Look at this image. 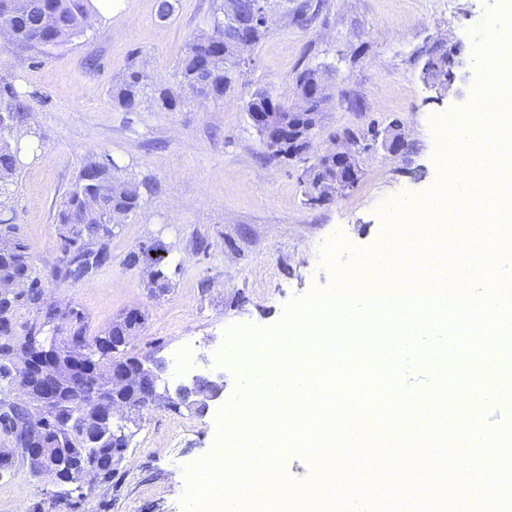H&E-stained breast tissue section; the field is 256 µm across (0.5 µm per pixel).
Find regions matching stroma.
Segmentation results:
<instances>
[{"instance_id":"1","label":"stroma","mask_w":512,"mask_h":512,"mask_svg":"<svg viewBox=\"0 0 512 512\" xmlns=\"http://www.w3.org/2000/svg\"><path fill=\"white\" fill-rule=\"evenodd\" d=\"M501 0H275L265 36L245 54L242 75L218 104L187 100L173 112L143 103L125 112L112 87L131 64L168 82L186 43L201 30L215 0H177L173 15H156L157 0H120L110 19L48 55L0 46V78L36 92V127L43 136L39 159H25L13 202L17 235L30 247L45 301L81 316L88 335H101L133 309L145 321L130 354L166 363L169 385L197 374L224 376V399L207 414L144 408L133 425L125 460L112 481L86 491L77 512H184V474L213 449L226 402L242 379L217 356L226 331L237 324H277L292 298L326 290L336 274L322 254L335 235L354 247L391 244L387 200L422 197L434 186L443 141L438 118L469 105L478 80L474 35ZM305 13L307 21L294 17ZM464 60L448 90L427 86L422 67L442 39ZM324 72L332 97L314 153L330 134L401 122L408 145L392 156L376 149L360 158L354 188L310 202L306 163L268 157L245 110L260 91L292 98L298 75ZM111 156L126 176L150 178L155 191L142 210L113 225L109 261L76 282L53 273L62 253L55 215L89 160ZM162 243L168 250L169 285L150 286L146 264L131 252ZM444 376L472 379L489 429L512 436V402L485 396L484 360L445 359ZM0 426V451L12 466L0 469V512H30L54 502L50 477L33 474Z\"/></svg>"}]
</instances>
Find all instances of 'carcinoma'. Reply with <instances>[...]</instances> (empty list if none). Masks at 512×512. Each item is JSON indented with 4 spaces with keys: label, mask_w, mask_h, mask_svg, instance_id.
<instances>
[{
    "label": "carcinoma",
    "mask_w": 512,
    "mask_h": 512,
    "mask_svg": "<svg viewBox=\"0 0 512 512\" xmlns=\"http://www.w3.org/2000/svg\"><path fill=\"white\" fill-rule=\"evenodd\" d=\"M93 11L92 0H0V23L9 26L14 44L36 45L46 54L84 34ZM224 11L225 0H216L206 28L187 43L176 62L174 85L155 82L133 65L112 89L113 102L124 112H138L148 87L153 105L167 112L175 111L185 99L199 94L213 95L215 103L223 100L241 68L237 56H224ZM34 101V95L21 93L14 84L0 79V281L14 285L11 300L0 306V323L12 322L16 308L25 304L40 308L42 313L40 324L29 327L11 342L0 343L1 393H10L15 388L19 370L13 359L40 345L38 336L44 328L63 317L55 307H42L44 285L31 266L30 247L17 236L14 224V192L27 152L22 140L40 138L30 124ZM246 111L286 112L288 102L260 91L248 102ZM121 171L122 167L108 156L101 161L90 160L82 168L76 188L63 201L56 216L61 250L70 252L68 261L56 271L58 279L78 281L91 267L107 263L110 254L104 239L112 235L113 215L127 216L145 205L144 193L152 192L150 180L126 178L120 175ZM159 251L150 262V275L151 282L163 288L167 279L161 265L166 249L161 247ZM69 336L74 348H89L98 340L96 336H87L81 322L71 326ZM108 385L103 373L90 383L78 381L66 403L41 411L32 419L30 409L38 408L37 403L0 397V423L14 436L15 447L23 449L32 434L49 430L63 415L89 406ZM101 435L97 448L90 449L79 437L61 433L59 447L71 449L76 456L101 452L110 457L112 431L105 429Z\"/></svg>",
    "instance_id": "obj_1"
}]
</instances>
